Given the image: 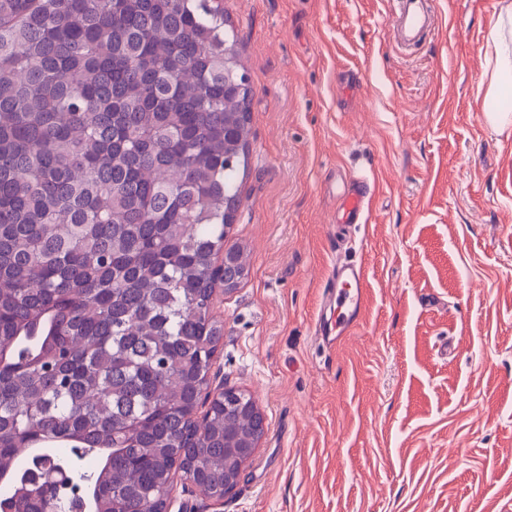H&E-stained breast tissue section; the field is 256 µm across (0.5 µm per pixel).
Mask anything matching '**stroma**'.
Returning a JSON list of instances; mask_svg holds the SVG:
<instances>
[{
    "label": "stroma",
    "mask_w": 512,
    "mask_h": 512,
    "mask_svg": "<svg viewBox=\"0 0 512 512\" xmlns=\"http://www.w3.org/2000/svg\"><path fill=\"white\" fill-rule=\"evenodd\" d=\"M502 0H435L404 55L393 0H224L253 88L249 168L210 375L266 418L223 512H512V127L483 74ZM355 333L313 334L349 179ZM374 187L365 177L354 179L342 194L337 212L338 224H365Z\"/></svg>",
    "instance_id": "1"
}]
</instances>
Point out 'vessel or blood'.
Masks as SVG:
<instances>
[{"mask_svg":"<svg viewBox=\"0 0 512 512\" xmlns=\"http://www.w3.org/2000/svg\"><path fill=\"white\" fill-rule=\"evenodd\" d=\"M437 23L438 16L428 0H403L398 12L391 18L394 28L416 35L435 29ZM372 195L367 178L354 179L342 194L337 212L338 223H366ZM323 302L334 310L335 316L320 321L315 327V334L323 343H342L353 335L366 307L367 287L361 267L344 257H337L326 277Z\"/></svg>","mask_w":512,"mask_h":512,"instance_id":"obj_1","label":"vessel or blood"}]
</instances>
